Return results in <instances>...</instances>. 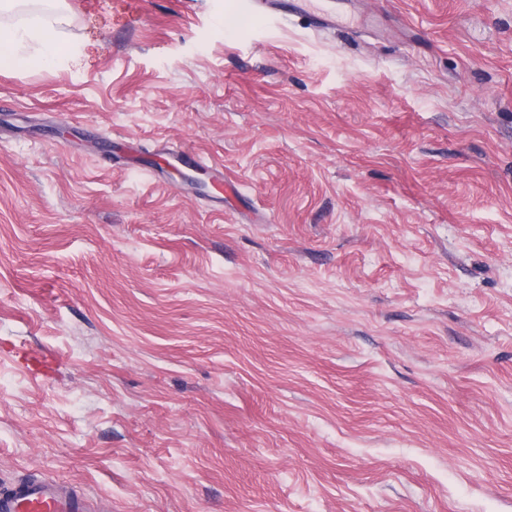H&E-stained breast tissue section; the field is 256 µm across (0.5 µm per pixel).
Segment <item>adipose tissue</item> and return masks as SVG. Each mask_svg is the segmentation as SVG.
I'll return each instance as SVG.
<instances>
[{"instance_id": "adipose-tissue-1", "label": "adipose tissue", "mask_w": 512, "mask_h": 512, "mask_svg": "<svg viewBox=\"0 0 512 512\" xmlns=\"http://www.w3.org/2000/svg\"><path fill=\"white\" fill-rule=\"evenodd\" d=\"M47 9L31 13L23 23L0 25V52L9 53L18 64H25L26 58L20 49L32 44L37 48L39 57L47 63L54 62L70 46L62 38L63 16L58 8L63 0H42Z\"/></svg>"}]
</instances>
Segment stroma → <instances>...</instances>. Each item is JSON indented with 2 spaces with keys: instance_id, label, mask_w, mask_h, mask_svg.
<instances>
[{
  "instance_id": "1",
  "label": "stroma",
  "mask_w": 512,
  "mask_h": 512,
  "mask_svg": "<svg viewBox=\"0 0 512 512\" xmlns=\"http://www.w3.org/2000/svg\"><path fill=\"white\" fill-rule=\"evenodd\" d=\"M232 2L66 0L79 55L0 54V489L512 512V0ZM330 0H238L236 10L252 19L264 15L271 8L278 14L309 13L312 11L322 26L335 28L344 22L343 15Z\"/></svg>"
}]
</instances>
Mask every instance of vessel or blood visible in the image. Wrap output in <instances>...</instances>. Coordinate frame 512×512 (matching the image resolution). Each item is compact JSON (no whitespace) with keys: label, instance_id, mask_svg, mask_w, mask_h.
I'll return each instance as SVG.
<instances>
[{"label":"vessel or blood","instance_id":"obj_1","mask_svg":"<svg viewBox=\"0 0 512 512\" xmlns=\"http://www.w3.org/2000/svg\"><path fill=\"white\" fill-rule=\"evenodd\" d=\"M239 14L252 18L273 10L279 14L314 13L319 23L336 27L344 21L334 0H237ZM0 512H91L87 497L66 491L59 483L22 482L0 491Z\"/></svg>","mask_w":512,"mask_h":512}]
</instances>
